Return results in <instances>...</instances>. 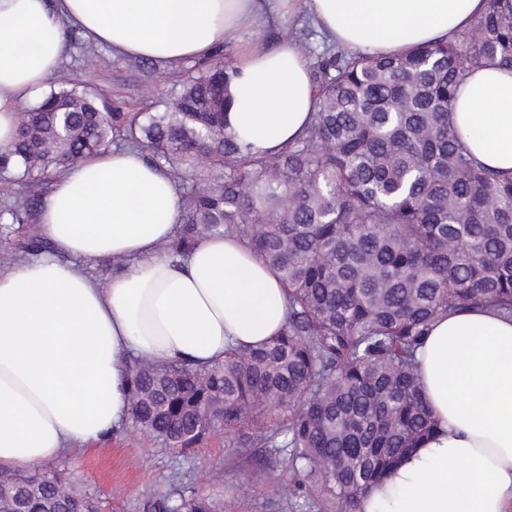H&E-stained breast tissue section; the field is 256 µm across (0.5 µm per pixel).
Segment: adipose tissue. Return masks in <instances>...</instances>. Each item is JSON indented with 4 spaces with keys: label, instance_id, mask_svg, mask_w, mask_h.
Here are the masks:
<instances>
[{
    "label": "adipose tissue",
    "instance_id": "ef3b65f1",
    "mask_svg": "<svg viewBox=\"0 0 512 512\" xmlns=\"http://www.w3.org/2000/svg\"><path fill=\"white\" fill-rule=\"evenodd\" d=\"M301 6L329 43L385 56L455 39L488 0H0V149L75 28L113 54L165 64L233 45L224 125L251 153L278 152L315 109L310 65L289 40L264 48L240 35ZM451 120L477 166L512 179V66L473 69ZM182 214L173 180L136 150L112 147L53 177L37 222L56 254L0 275V471L35 472L120 429L134 360L203 370L284 330L287 291L239 238L163 252ZM118 258L130 266L107 285L85 270ZM417 374L437 427L360 512H512V316L479 305L437 318Z\"/></svg>",
    "mask_w": 512,
    "mask_h": 512
}]
</instances>
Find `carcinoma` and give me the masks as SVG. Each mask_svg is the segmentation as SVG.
<instances>
[{
    "mask_svg": "<svg viewBox=\"0 0 512 512\" xmlns=\"http://www.w3.org/2000/svg\"><path fill=\"white\" fill-rule=\"evenodd\" d=\"M304 135L255 155L226 131L233 62L192 77L165 110L125 115L77 87L48 93L21 117L0 173L16 202L0 218L28 223L47 176L120 140L164 169L185 201L164 249L189 253L205 233L238 236L280 274L290 313L257 349H229L205 371L139 359L131 420L153 443L193 450L217 430L270 448L296 500L339 512L436 423L416 352L437 317L472 305L512 314V179L477 167L451 122L458 85L483 62L512 63V13L488 12L452 42L379 58L325 46ZM52 475L0 474L20 512H67ZM151 512H212L175 490Z\"/></svg>",
    "mask_w": 512,
    "mask_h": 512,
    "instance_id": "1",
    "label": "carcinoma"
}]
</instances>
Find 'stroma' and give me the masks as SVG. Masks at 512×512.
<instances>
[{
	"label": "stroma",
	"mask_w": 512,
	"mask_h": 512,
	"mask_svg": "<svg viewBox=\"0 0 512 512\" xmlns=\"http://www.w3.org/2000/svg\"><path fill=\"white\" fill-rule=\"evenodd\" d=\"M197 62L162 66L148 59L112 56L108 48L88 43L74 30L66 34L63 63L48 87H78L106 99L113 111L156 113L162 98L179 91ZM268 451L237 448L234 436L221 432L182 455L153 445L133 423L77 458L46 464L79 493L94 498L100 512H148L146 505L179 486L206 498L215 512H294L288 498L270 494L271 484L288 485L284 465L265 469ZM267 478H260V470Z\"/></svg>",
	"instance_id": "1"
}]
</instances>
